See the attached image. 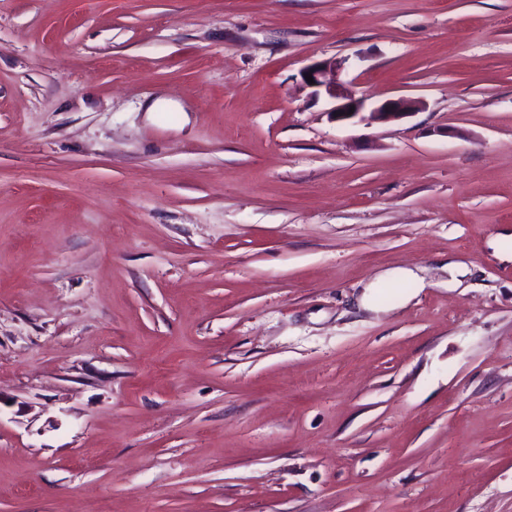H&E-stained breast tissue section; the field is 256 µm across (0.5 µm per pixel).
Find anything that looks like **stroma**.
<instances>
[{"instance_id":"35a3bbf8","label":"stroma","mask_w":512,"mask_h":512,"mask_svg":"<svg viewBox=\"0 0 512 512\" xmlns=\"http://www.w3.org/2000/svg\"><path fill=\"white\" fill-rule=\"evenodd\" d=\"M0 512H512V0H0ZM343 61L328 60L315 62L301 70V80L305 87L315 89L313 93L318 95L323 89L325 94L335 100V106L331 109V115L337 122L350 121L360 114L364 108V100L356 98L348 92L341 83L336 81V71L341 70ZM311 73L314 84H310L305 75ZM336 99L339 103L336 105ZM351 106H354L353 113H349ZM421 105L417 98L388 99L369 112V118L382 123L394 122L416 113Z\"/></svg>"}]
</instances>
